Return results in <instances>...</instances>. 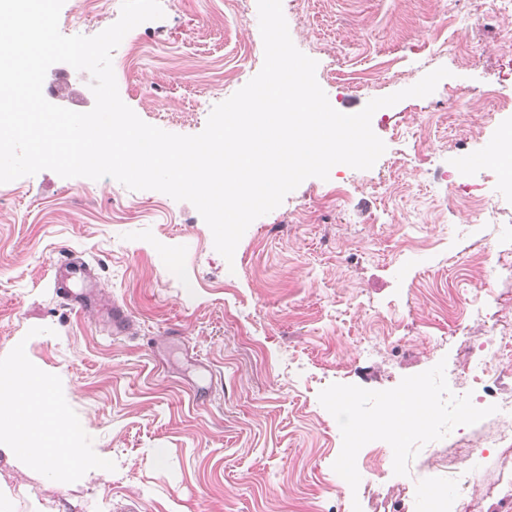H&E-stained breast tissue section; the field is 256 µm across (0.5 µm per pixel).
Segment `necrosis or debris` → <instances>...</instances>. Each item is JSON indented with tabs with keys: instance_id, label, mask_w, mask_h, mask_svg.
I'll list each match as a JSON object with an SVG mask.
<instances>
[{
	"instance_id": "obj_1",
	"label": "necrosis or debris",
	"mask_w": 512,
	"mask_h": 512,
	"mask_svg": "<svg viewBox=\"0 0 512 512\" xmlns=\"http://www.w3.org/2000/svg\"><path fill=\"white\" fill-rule=\"evenodd\" d=\"M456 342L475 382L470 390L472 398L497 406L501 423L480 441L449 452L448 477L458 493L449 500L436 496L430 502V512H476L469 490L480 483L479 461L490 453L497 455L503 473L497 489L498 512H512V396L501 392L502 380L512 365V341L500 336L492 343L477 345L469 337L460 336Z\"/></svg>"
}]
</instances>
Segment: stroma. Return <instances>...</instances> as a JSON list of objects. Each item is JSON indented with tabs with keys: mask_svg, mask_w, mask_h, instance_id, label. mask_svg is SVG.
Masks as SVG:
<instances>
[{
	"mask_svg": "<svg viewBox=\"0 0 512 512\" xmlns=\"http://www.w3.org/2000/svg\"><path fill=\"white\" fill-rule=\"evenodd\" d=\"M162 19L115 49L122 101L145 123L200 133L214 105L262 68L257 0H160ZM295 46L317 63L330 105L357 112L446 67L426 97L377 110L385 153L368 170L335 165L254 220L233 261L197 209L115 179L51 170L0 184V365L24 348L50 375L57 405L83 426L106 475L46 473L0 455V512H422L424 486L453 492V429L423 446L407 475L381 440L356 458L351 488L332 468L342 448L319 392L333 383L388 390L446 364L470 380L452 341L512 331V272L489 257L512 234V185L463 155L512 123V16L491 0H282ZM121 0H65V35H96ZM465 106L452 107V90ZM504 110H489L491 99ZM498 202L477 223L473 202ZM72 255L102 301L128 308L113 336L69 305L52 269ZM480 317H472L473 307Z\"/></svg>",
	"mask_w": 512,
	"mask_h": 512,
	"instance_id": "1",
	"label": "stroma"
}]
</instances>
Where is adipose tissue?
Masks as SVG:
<instances>
[{
    "label": "adipose tissue",
    "instance_id": "ef3b65f1",
    "mask_svg": "<svg viewBox=\"0 0 512 512\" xmlns=\"http://www.w3.org/2000/svg\"><path fill=\"white\" fill-rule=\"evenodd\" d=\"M16 383L11 391H0V453L15 459L38 460L43 469L54 473L77 466L86 473L103 475L111 472L112 458L100 453L79 455L71 448L73 436L81 433V425L57 414L49 379L27 373L25 366L10 369ZM51 419L50 434L32 425L33 415Z\"/></svg>",
    "mask_w": 512,
    "mask_h": 512
}]
</instances>
